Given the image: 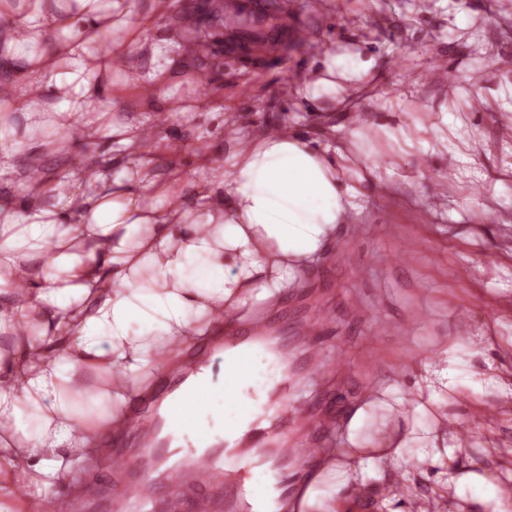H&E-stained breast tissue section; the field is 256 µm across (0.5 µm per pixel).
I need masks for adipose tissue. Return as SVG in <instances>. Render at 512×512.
Wrapping results in <instances>:
<instances>
[{
  "label": "adipose tissue",
  "mask_w": 512,
  "mask_h": 512,
  "mask_svg": "<svg viewBox=\"0 0 512 512\" xmlns=\"http://www.w3.org/2000/svg\"><path fill=\"white\" fill-rule=\"evenodd\" d=\"M169 0H0V101L23 128L0 127V168L52 131L111 138L94 177L65 175L0 193V500L55 494L74 460L122 425L162 371L219 339L245 306L278 307L358 212L365 179L341 148L303 132L233 130L223 158L202 151L208 188L161 173L170 139L139 117L115 120L126 87L177 114L168 85L188 58L164 55L154 30ZM112 40L113 52L99 44ZM361 52L325 53L303 103L354 94L374 67ZM56 204H48V197ZM246 373L232 403L213 399L201 440L235 442L283 370Z\"/></svg>",
  "instance_id": "ef3b65f1"
}]
</instances>
